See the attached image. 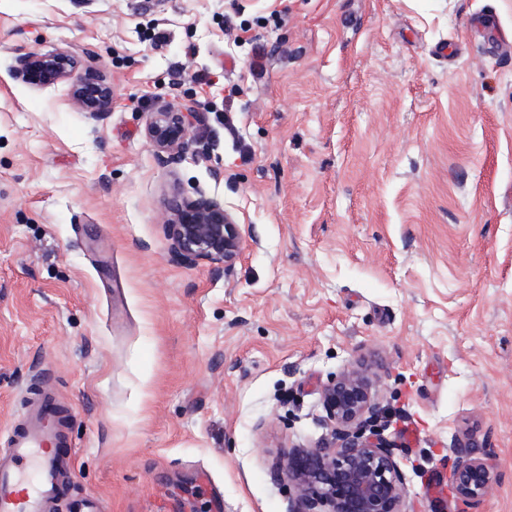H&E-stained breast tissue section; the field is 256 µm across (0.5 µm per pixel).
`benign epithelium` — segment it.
<instances>
[{
  "mask_svg": "<svg viewBox=\"0 0 512 512\" xmlns=\"http://www.w3.org/2000/svg\"><path fill=\"white\" fill-rule=\"evenodd\" d=\"M14 72L34 88L70 83L71 103L93 117L111 108L112 86L67 49L26 53L16 60ZM197 121L198 113L187 103L155 106L146 138L161 166L171 168L187 154L199 153ZM167 228L174 258L186 264L230 266L244 242L241 225L202 192L175 197ZM321 401L323 441L314 448L288 451L279 464L283 479L295 490L288 512H408L394 445L383 436L388 416L373 374L359 366L341 371L323 386ZM495 479L489 454L464 449L451 489L463 502L477 501L492 489Z\"/></svg>",
  "mask_w": 512,
  "mask_h": 512,
  "instance_id": "1",
  "label": "benign epithelium"
}]
</instances>
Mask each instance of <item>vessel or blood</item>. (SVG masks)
Masks as SVG:
<instances>
[{"label": "vessel or blood", "mask_w": 512, "mask_h": 512, "mask_svg": "<svg viewBox=\"0 0 512 512\" xmlns=\"http://www.w3.org/2000/svg\"><path fill=\"white\" fill-rule=\"evenodd\" d=\"M67 413L50 390L30 398L23 420L0 438V512H58L71 485L59 448L67 444ZM429 498H448V464L438 460L425 484Z\"/></svg>", "instance_id": "vessel-or-blood-1"}]
</instances>
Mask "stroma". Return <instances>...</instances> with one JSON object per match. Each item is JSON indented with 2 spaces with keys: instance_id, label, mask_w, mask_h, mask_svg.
I'll return each mask as SVG.
<instances>
[{
  "instance_id": "1",
  "label": "stroma",
  "mask_w": 512,
  "mask_h": 512,
  "mask_svg": "<svg viewBox=\"0 0 512 512\" xmlns=\"http://www.w3.org/2000/svg\"><path fill=\"white\" fill-rule=\"evenodd\" d=\"M57 48L111 83L103 117L15 77ZM182 64L207 149L169 170L145 129ZM177 189L241 225L232 266L174 260ZM362 361L408 512H512V0H0V435L44 374L74 500L287 512L278 464ZM464 445L492 490L431 502ZM425 493L429 498L443 503L448 499V461L439 459L435 469L425 484Z\"/></svg>"
}]
</instances>
